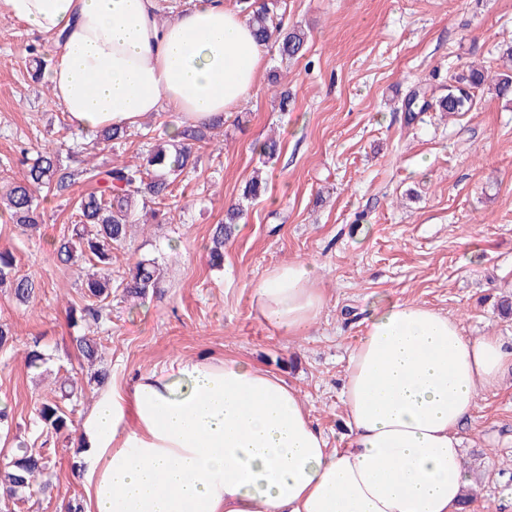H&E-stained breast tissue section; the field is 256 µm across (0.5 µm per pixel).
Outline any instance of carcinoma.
Masks as SVG:
<instances>
[{
	"mask_svg": "<svg viewBox=\"0 0 512 512\" xmlns=\"http://www.w3.org/2000/svg\"><path fill=\"white\" fill-rule=\"evenodd\" d=\"M241 11L249 17L256 39L263 44L278 42L279 53L285 58L302 56L307 33L300 27L285 28L277 21L273 6L276 2L255 6L253 0H238ZM485 72L466 68L454 74L447 92L435 94L424 86L411 90L402 102V110L413 121L419 114L435 112H468L475 104L477 93L487 85ZM496 95L512 93V68L497 75L493 84ZM181 141L155 145L147 150L144 163L139 166H94L83 170L94 187L77 202L79 220L72 225L70 235L54 243L53 254L62 266L71 267L91 255L96 271L81 283L84 297L90 302L69 310V320L92 322L99 325L107 320V299L112 297V250L122 245L129 229L137 221V207L161 205L172 195L173 186L184 170L192 164L195 143L205 139L204 128L185 127L180 131ZM75 173L64 167L56 153L44 150L37 154L23 177L11 182L0 202L12 223L31 232L38 229L36 193L44 189L54 195H64L74 182ZM242 210H227L224 223L216 225L210 247L211 264L219 267L224 261V241L235 231ZM15 257L9 251H0V288L8 286L16 302H30L39 289L38 283L15 272ZM127 297L142 298L158 285V263L142 257L137 260L129 276L122 280ZM82 361L93 366L102 358V345L92 336L73 339ZM83 389L68 379L51 390L52 399L42 403L38 419L46 435H58L69 430L71 419L66 404L82 397ZM50 454L43 448L21 444L9 462L0 467V496L5 500L37 484L41 490H50L46 480L50 469Z\"/></svg>",
	"mask_w": 512,
	"mask_h": 512,
	"instance_id": "1",
	"label": "carcinoma"
}]
</instances>
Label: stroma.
I'll return each instance as SVG.
<instances>
[{
	"label": "stroma",
	"instance_id": "35a3bbf8",
	"mask_svg": "<svg viewBox=\"0 0 512 512\" xmlns=\"http://www.w3.org/2000/svg\"><path fill=\"white\" fill-rule=\"evenodd\" d=\"M285 27L308 39L297 59L265 48L255 93L207 130L161 213L133 226L112 252L120 284L141 257L163 267L154 293L130 300L113 292L109 322L74 324L69 306L83 304L81 280L52 255L91 189L88 163H140L168 140L175 113L148 114L119 144L69 129L65 114L31 77L30 48L40 36L0 16V188L20 179L24 155L51 149L77 177L65 196L39 195L40 230L30 234L0 218V249L18 274L40 284L27 305L0 288V323L16 341L0 350V463L17 443L37 448L45 436L37 411L55 380L84 389L68 435L57 440L49 470L53 489L30 488L12 512H64L86 490L72 464L81 423L99 392L78 359L74 337L99 338L110 379L131 383L178 359H244L283 377L333 444L348 436L341 386L350 349L374 305L426 304L459 322L464 336L512 343V316L497 304L512 297V99L485 91L468 112L420 114L400 109L422 85L443 92L464 65L500 72L512 43V0H279ZM288 92L287 110L278 107ZM276 138L278 152L259 145ZM266 191L243 196L253 172ZM243 218L211 266L210 238L229 205ZM319 268L325 305L302 335L286 336L257 318L253 290L281 261ZM39 340L46 358L27 368L24 352ZM469 476L481 486L467 512H512V370L482 390L459 430Z\"/></svg>",
	"mask_w": 512,
	"mask_h": 512
}]
</instances>
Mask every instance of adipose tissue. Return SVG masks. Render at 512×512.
Instances as JSON below:
<instances>
[{"label":"adipose tissue","instance_id":"ef3b65f1","mask_svg":"<svg viewBox=\"0 0 512 512\" xmlns=\"http://www.w3.org/2000/svg\"><path fill=\"white\" fill-rule=\"evenodd\" d=\"M0 0L50 46L46 76L80 134L168 110L181 125L234 111L264 46L227 0ZM315 265L291 259L254 289L257 317L295 336L325 304ZM512 369L496 336L470 339L416 302L375 307L347 359L349 429L331 446L279 375L230 358L177 360L94 398L81 424L87 512H458V430Z\"/></svg>","mask_w":512,"mask_h":512}]
</instances>
